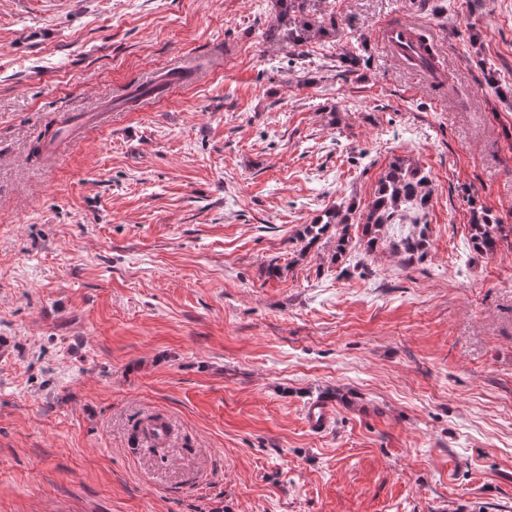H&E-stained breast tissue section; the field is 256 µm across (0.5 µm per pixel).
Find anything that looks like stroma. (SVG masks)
Returning a JSON list of instances; mask_svg holds the SVG:
<instances>
[{
  "label": "stroma",
  "instance_id": "35a3bbf8",
  "mask_svg": "<svg viewBox=\"0 0 512 512\" xmlns=\"http://www.w3.org/2000/svg\"><path fill=\"white\" fill-rule=\"evenodd\" d=\"M482 3L320 0L292 72L272 0H0V512H512V0ZM409 22L447 86L374 38ZM398 157L431 203L368 254ZM332 209L346 255L301 253ZM352 224H348V217L342 215L340 211H333L326 215V221L316 222L314 224L306 225L303 231V239L307 241L306 245L302 247L301 251L305 252L308 247H311L317 240L324 237L330 230L334 231L336 238L335 251L332 254V261H337L342 258L350 243V228ZM503 224H493L486 216L476 217L470 224L471 241L477 252L493 253L503 239Z\"/></svg>",
  "mask_w": 512,
  "mask_h": 512
}]
</instances>
